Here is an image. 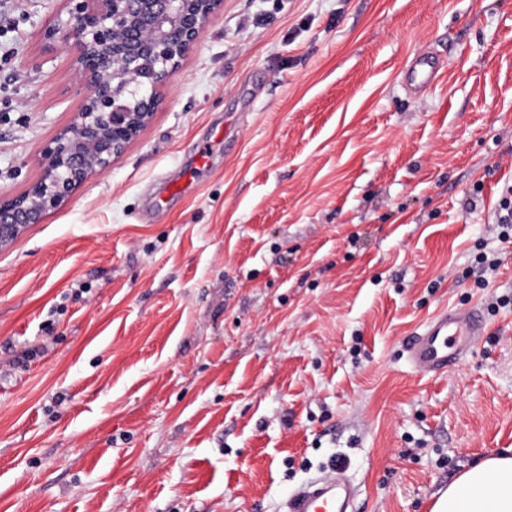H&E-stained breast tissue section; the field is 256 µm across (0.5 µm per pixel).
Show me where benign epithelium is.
<instances>
[{"mask_svg":"<svg viewBox=\"0 0 512 512\" xmlns=\"http://www.w3.org/2000/svg\"><path fill=\"white\" fill-rule=\"evenodd\" d=\"M63 2L42 39L49 49L74 40L80 105L40 149L39 176L22 192L0 196L1 250L112 168L149 125L158 90L223 6V0Z\"/></svg>","mask_w":512,"mask_h":512,"instance_id":"7a95c632","label":"benign epithelium"}]
</instances>
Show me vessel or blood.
<instances>
[{"label":"vessel or blood","mask_w":512,"mask_h":512,"mask_svg":"<svg viewBox=\"0 0 512 512\" xmlns=\"http://www.w3.org/2000/svg\"><path fill=\"white\" fill-rule=\"evenodd\" d=\"M439 63L420 53L407 70L411 90L420 92L434 84ZM483 317L478 309L442 310L431 317L406 344L410 363L420 373L438 376L447 372L459 357L471 351L483 334ZM351 488L342 467L296 491L288 501L289 512H348Z\"/></svg>","instance_id":"vessel-or-blood-1"}]
</instances>
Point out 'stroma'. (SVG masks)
I'll list each match as a JSON object with an SVG mask.
<instances>
[{"label": "stroma", "mask_w": 512, "mask_h": 512, "mask_svg": "<svg viewBox=\"0 0 512 512\" xmlns=\"http://www.w3.org/2000/svg\"><path fill=\"white\" fill-rule=\"evenodd\" d=\"M61 8L0 0L2 195L79 106ZM159 95L0 251V512H283L334 462L357 512H430L512 448V0H224ZM476 304L419 373L408 339ZM440 71L439 63L428 53H420L407 69L408 84L414 92L426 90L434 84ZM483 328V317L476 308L441 310L408 340V360L420 373L444 374L461 355L476 346Z\"/></svg>", "instance_id": "obj_1"}]
</instances>
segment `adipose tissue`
<instances>
[{
  "label": "adipose tissue",
  "instance_id": "obj_1",
  "mask_svg": "<svg viewBox=\"0 0 512 512\" xmlns=\"http://www.w3.org/2000/svg\"><path fill=\"white\" fill-rule=\"evenodd\" d=\"M431 512H512V448L464 470L439 493Z\"/></svg>",
  "mask_w": 512,
  "mask_h": 512
}]
</instances>
